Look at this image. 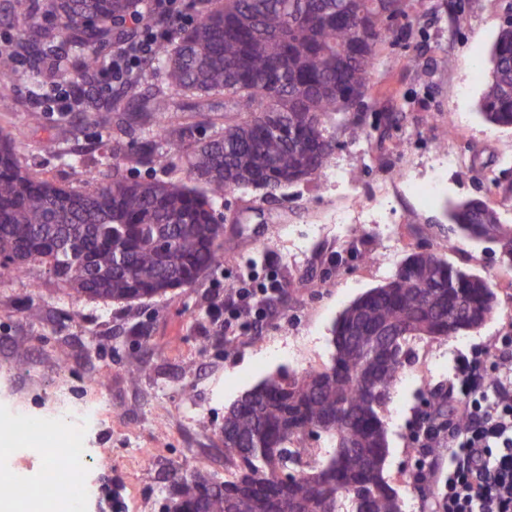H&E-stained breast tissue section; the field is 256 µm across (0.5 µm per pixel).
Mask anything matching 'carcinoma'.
I'll list each match as a JSON object with an SVG mask.
<instances>
[{"label": "carcinoma", "mask_w": 512, "mask_h": 512, "mask_svg": "<svg viewBox=\"0 0 512 512\" xmlns=\"http://www.w3.org/2000/svg\"><path fill=\"white\" fill-rule=\"evenodd\" d=\"M141 0H48L45 23L18 31L30 73L55 60L74 91L112 114V177L77 190L22 165L0 128V277L44 266L61 288L103 303L132 304L191 288L224 262L215 203L234 190L272 198L320 182L339 134L369 137L364 113L380 46L407 0H192L190 21L168 23L140 75L112 98L92 97L102 55L127 42ZM480 109L512 129V16L493 44ZM158 75L146 87L142 74ZM8 66L0 99L15 96ZM224 111L207 137L177 112ZM133 157L145 176L122 171ZM178 169L182 177L158 178ZM448 232L495 243L512 267V225L482 197L448 209ZM497 294L484 277L441 254L411 251L387 283L355 299L332 329L327 363L282 371L246 390L224 412V480L198 467L176 480L163 512H404L386 475L383 413L409 359V341L463 336L485 324ZM330 441L316 458L311 434ZM293 469L292 480L284 479Z\"/></svg>", "instance_id": "1"}]
</instances>
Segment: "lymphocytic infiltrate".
<instances>
[{
	"label": "lymphocytic infiltrate",
	"mask_w": 512,
	"mask_h": 512,
	"mask_svg": "<svg viewBox=\"0 0 512 512\" xmlns=\"http://www.w3.org/2000/svg\"><path fill=\"white\" fill-rule=\"evenodd\" d=\"M151 36L120 47L105 62V90L120 86L151 50ZM277 285L258 284L246 274L224 295V332L237 324L269 317ZM448 396L468 421L463 434L434 424L422 425L421 448L449 449L448 461L432 456L412 475L416 487L436 483L435 512H512V356L501 350L463 355L448 381Z\"/></svg>",
	"instance_id": "1"
}]
</instances>
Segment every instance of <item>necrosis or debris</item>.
Here are the masks:
<instances>
[{"label": "necrosis or debris", "instance_id": "1", "mask_svg": "<svg viewBox=\"0 0 512 512\" xmlns=\"http://www.w3.org/2000/svg\"><path fill=\"white\" fill-rule=\"evenodd\" d=\"M98 419L93 408L53 417L31 418L12 413L0 415V426H6L23 437L20 454L52 457L55 468L41 474L39 484H32L24 470H17L14 481L27 493L37 512H83L93 487L88 480L91 450L89 430ZM54 483L57 492L43 493V483Z\"/></svg>", "mask_w": 512, "mask_h": 512}]
</instances>
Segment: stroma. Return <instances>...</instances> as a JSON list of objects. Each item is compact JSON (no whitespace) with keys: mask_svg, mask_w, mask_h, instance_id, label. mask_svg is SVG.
Here are the masks:
<instances>
[{"mask_svg":"<svg viewBox=\"0 0 512 512\" xmlns=\"http://www.w3.org/2000/svg\"><path fill=\"white\" fill-rule=\"evenodd\" d=\"M512 0H408L406 17L380 51L364 99L367 114L396 113L388 133L346 142L320 184L301 183L277 201L238 191L217 206L224 217V263L199 281L162 298L103 304L66 294L31 266L28 276L0 282V408L37 415L61 407L101 412L90 434L89 473L116 512L140 502L161 512L173 470L208 469L224 476L218 429L224 409L270 374L325 363L336 316L353 299L388 281L414 249L444 254L495 286L497 308L480 329L448 339L421 338L403 368L384 420L386 473L404 512H433L434 487L415 489L422 460L412 439L431 391L446 390L459 355L512 340V270L497 245L448 240L446 210L471 196L496 198V183L512 184V130L479 114V75ZM37 16L34 0H0V51ZM429 74L418 83L417 70ZM28 76L0 100L23 164L43 176L86 187L81 169L63 166L76 151L107 175L106 134L93 115L71 123L45 113L29 124ZM452 134H445L446 126ZM360 206L372 217L337 236L331 217ZM380 254L378 264L365 254ZM265 281L276 274L285 293L271 301L273 317L227 336L214 305L242 272ZM38 308L30 318L29 308Z\"/></svg>","mask_w":512,"mask_h":512,"instance_id":"stroma-1","label":"stroma"}]
</instances>
